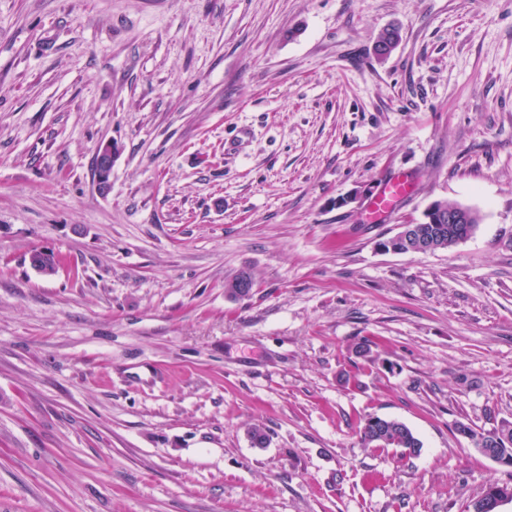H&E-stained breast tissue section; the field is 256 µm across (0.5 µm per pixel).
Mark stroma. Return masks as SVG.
Segmentation results:
<instances>
[{
	"instance_id": "stroma-1",
	"label": "stroma",
	"mask_w": 512,
	"mask_h": 512,
	"mask_svg": "<svg viewBox=\"0 0 512 512\" xmlns=\"http://www.w3.org/2000/svg\"><path fill=\"white\" fill-rule=\"evenodd\" d=\"M505 421L512 0H0V512H467ZM116 153V147L112 142L102 145L98 153V189L107 192L111 187L112 162ZM410 182L404 175H394L382 181L380 189L371 201V210L380 219L391 213L396 203L409 195ZM473 220L474 214L464 206H444L434 201L425 209L420 222L401 224L396 234L381 238L377 247L380 251L396 254H425L430 246L423 236L433 243V250L448 249L467 235L469 224L475 226ZM360 438L366 447L398 448L402 456L422 448L421 441L407 425L390 418H368L360 429Z\"/></svg>"
}]
</instances>
